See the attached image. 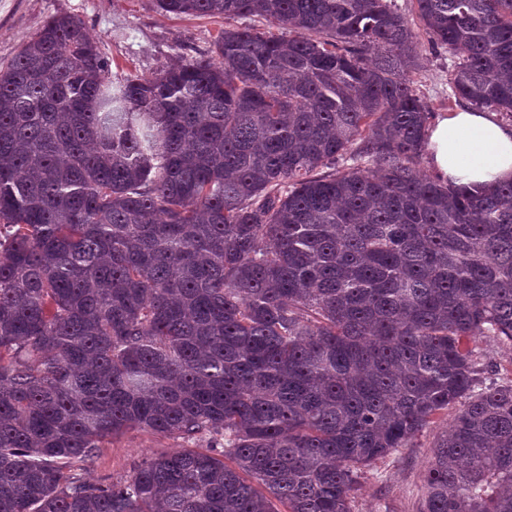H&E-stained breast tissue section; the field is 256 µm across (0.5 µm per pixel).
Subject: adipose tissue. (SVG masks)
Wrapping results in <instances>:
<instances>
[{"label":"adipose tissue","instance_id":"1","mask_svg":"<svg viewBox=\"0 0 512 512\" xmlns=\"http://www.w3.org/2000/svg\"><path fill=\"white\" fill-rule=\"evenodd\" d=\"M433 174L471 188L512 179V125L494 113L461 108L442 115L428 130Z\"/></svg>","mask_w":512,"mask_h":512}]
</instances>
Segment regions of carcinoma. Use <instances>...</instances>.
<instances>
[{"instance_id":"obj_1","label":"carcinoma","mask_w":512,"mask_h":512,"mask_svg":"<svg viewBox=\"0 0 512 512\" xmlns=\"http://www.w3.org/2000/svg\"><path fill=\"white\" fill-rule=\"evenodd\" d=\"M395 2L156 0L225 26L148 77L58 15L0 69V512H352L462 399L421 512H512V384L465 346L512 345V181L425 171ZM413 2L512 116V0ZM130 430L181 445L84 480Z\"/></svg>"}]
</instances>
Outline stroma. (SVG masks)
<instances>
[{
	"mask_svg": "<svg viewBox=\"0 0 512 512\" xmlns=\"http://www.w3.org/2000/svg\"><path fill=\"white\" fill-rule=\"evenodd\" d=\"M84 21L117 75H152L176 61L208 54L224 28L220 17L162 13L155 0H0V66L56 15ZM415 45L424 67L414 73V86L430 111L441 114L458 109L448 85L452 58L445 50H431L420 25L413 23ZM488 380L512 379V346L490 339L475 344ZM439 434L424 431L413 447L402 448L363 468L353 512H419L426 463ZM176 440L144 431H130L110 439L89 477L109 482L132 474L143 458L170 451Z\"/></svg>",
	"mask_w": 512,
	"mask_h": 512,
	"instance_id": "stroma-1",
	"label": "stroma"
}]
</instances>
